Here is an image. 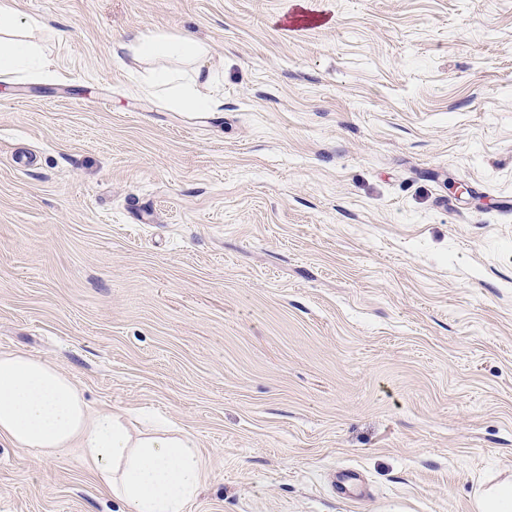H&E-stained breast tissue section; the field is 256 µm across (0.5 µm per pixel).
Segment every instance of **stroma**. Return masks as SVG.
Listing matches in <instances>:
<instances>
[{"instance_id":"35a3bbf8","label":"stroma","mask_w":512,"mask_h":512,"mask_svg":"<svg viewBox=\"0 0 512 512\" xmlns=\"http://www.w3.org/2000/svg\"><path fill=\"white\" fill-rule=\"evenodd\" d=\"M15 2L50 35L0 80V352L192 432L188 512H475L512 475V0ZM142 33L208 46L213 111L141 90L190 71ZM0 512L125 509L0 440Z\"/></svg>"}]
</instances>
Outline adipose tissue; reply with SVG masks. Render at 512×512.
<instances>
[{
    "label": "adipose tissue",
    "mask_w": 512,
    "mask_h": 512,
    "mask_svg": "<svg viewBox=\"0 0 512 512\" xmlns=\"http://www.w3.org/2000/svg\"><path fill=\"white\" fill-rule=\"evenodd\" d=\"M42 31L33 17L19 18L12 0H0V75L35 59L37 44L16 37L17 24ZM135 54L152 58L167 51L195 65L196 86L179 91L181 105L208 107L200 86L214 77L202 69L204 43L191 39L139 36L128 44ZM35 457H58L77 450L105 491L129 512H187L207 474L196 437L159 425L133 429L125 414L91 410L64 371L21 352H0V440Z\"/></svg>",
    "instance_id": "ef3b65f1"
}]
</instances>
